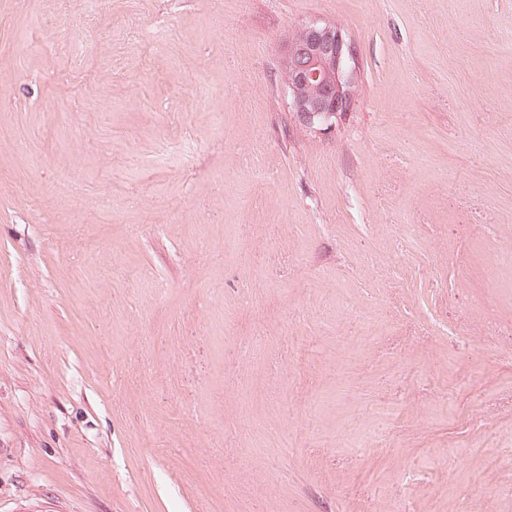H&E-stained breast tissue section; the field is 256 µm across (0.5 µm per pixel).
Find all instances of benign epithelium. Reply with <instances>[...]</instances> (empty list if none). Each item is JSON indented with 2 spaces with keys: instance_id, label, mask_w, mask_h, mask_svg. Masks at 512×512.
<instances>
[{
  "instance_id": "benign-epithelium-1",
  "label": "benign epithelium",
  "mask_w": 512,
  "mask_h": 512,
  "mask_svg": "<svg viewBox=\"0 0 512 512\" xmlns=\"http://www.w3.org/2000/svg\"><path fill=\"white\" fill-rule=\"evenodd\" d=\"M354 53L335 24L311 20L288 40L281 61L296 126L331 128L355 94Z\"/></svg>"
}]
</instances>
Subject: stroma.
<instances>
[{
	"mask_svg": "<svg viewBox=\"0 0 512 512\" xmlns=\"http://www.w3.org/2000/svg\"><path fill=\"white\" fill-rule=\"evenodd\" d=\"M511 251L512 0H0V512H512ZM354 53L336 25L311 20L288 40L281 61L296 126L329 129L355 94Z\"/></svg>",
	"mask_w": 512,
	"mask_h": 512,
	"instance_id": "35a3bbf8",
	"label": "stroma"
}]
</instances>
